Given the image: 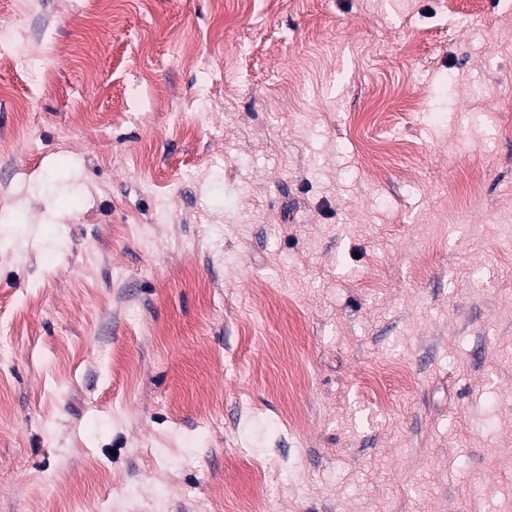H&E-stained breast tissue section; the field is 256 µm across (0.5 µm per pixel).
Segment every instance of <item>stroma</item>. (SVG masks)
Here are the masks:
<instances>
[{
    "label": "stroma",
    "instance_id": "1",
    "mask_svg": "<svg viewBox=\"0 0 512 512\" xmlns=\"http://www.w3.org/2000/svg\"><path fill=\"white\" fill-rule=\"evenodd\" d=\"M510 5L0 0V512H512Z\"/></svg>",
    "mask_w": 512,
    "mask_h": 512
}]
</instances>
